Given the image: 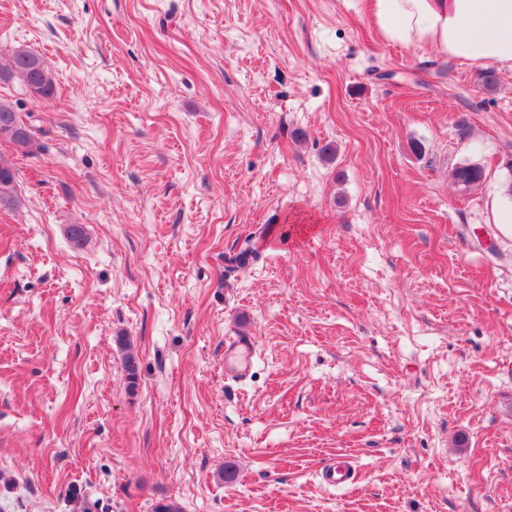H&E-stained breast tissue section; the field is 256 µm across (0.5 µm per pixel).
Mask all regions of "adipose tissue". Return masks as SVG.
Wrapping results in <instances>:
<instances>
[{
    "mask_svg": "<svg viewBox=\"0 0 512 512\" xmlns=\"http://www.w3.org/2000/svg\"><path fill=\"white\" fill-rule=\"evenodd\" d=\"M371 17L399 46L512 68V0H371Z\"/></svg>",
    "mask_w": 512,
    "mask_h": 512,
    "instance_id": "1",
    "label": "adipose tissue"
}]
</instances>
